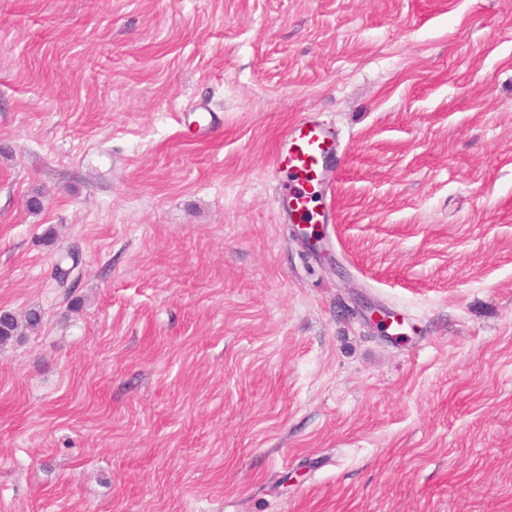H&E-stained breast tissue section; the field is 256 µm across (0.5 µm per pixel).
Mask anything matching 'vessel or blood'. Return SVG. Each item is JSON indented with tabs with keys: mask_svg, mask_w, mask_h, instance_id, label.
Masks as SVG:
<instances>
[{
	"mask_svg": "<svg viewBox=\"0 0 512 512\" xmlns=\"http://www.w3.org/2000/svg\"><path fill=\"white\" fill-rule=\"evenodd\" d=\"M333 145L331 130L303 121L291 124L280 136L274 151V163L285 166L291 187L278 199L277 205L290 219L306 223L313 221L311 189Z\"/></svg>",
	"mask_w": 512,
	"mask_h": 512,
	"instance_id": "1",
	"label": "vessel or blood"
}]
</instances>
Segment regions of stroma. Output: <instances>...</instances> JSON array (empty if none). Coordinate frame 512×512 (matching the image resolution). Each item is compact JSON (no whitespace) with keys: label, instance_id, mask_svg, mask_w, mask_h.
Listing matches in <instances>:
<instances>
[{"label":"stroma","instance_id":"1","mask_svg":"<svg viewBox=\"0 0 512 512\" xmlns=\"http://www.w3.org/2000/svg\"><path fill=\"white\" fill-rule=\"evenodd\" d=\"M302 119L336 136L318 251L276 205ZM31 308L0 512H512V0H0Z\"/></svg>","mask_w":512,"mask_h":512}]
</instances>
